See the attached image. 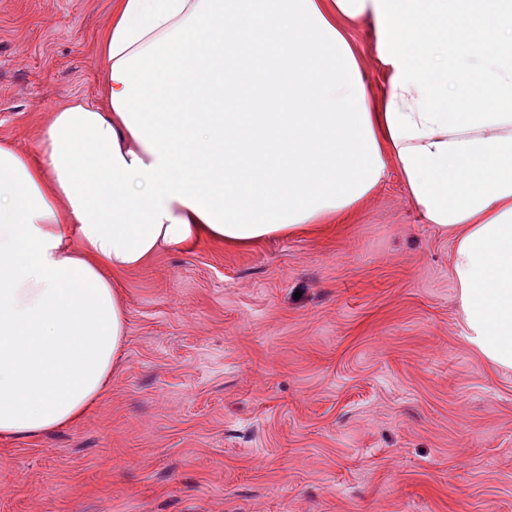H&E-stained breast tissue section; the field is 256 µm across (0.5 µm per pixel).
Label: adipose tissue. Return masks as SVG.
<instances>
[{"instance_id":"ef3b65f1","label":"adipose tissue","mask_w":512,"mask_h":512,"mask_svg":"<svg viewBox=\"0 0 512 512\" xmlns=\"http://www.w3.org/2000/svg\"><path fill=\"white\" fill-rule=\"evenodd\" d=\"M101 56L102 104L55 112L37 160L0 144V438L75 424L107 391L119 276L204 238L318 231L390 167L453 238L468 344L512 370V0H112ZM351 37L359 52V61L366 88L369 93L380 95L384 88V77L376 61L377 32L372 20L368 19L353 29Z\"/></svg>"}]
</instances>
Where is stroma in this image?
<instances>
[{
  "instance_id": "1",
  "label": "stroma",
  "mask_w": 512,
  "mask_h": 512,
  "mask_svg": "<svg viewBox=\"0 0 512 512\" xmlns=\"http://www.w3.org/2000/svg\"><path fill=\"white\" fill-rule=\"evenodd\" d=\"M111 2L0 0V144L101 100ZM453 252L392 167L321 231L159 252L84 419L0 441V512H512V371L465 339Z\"/></svg>"
}]
</instances>
